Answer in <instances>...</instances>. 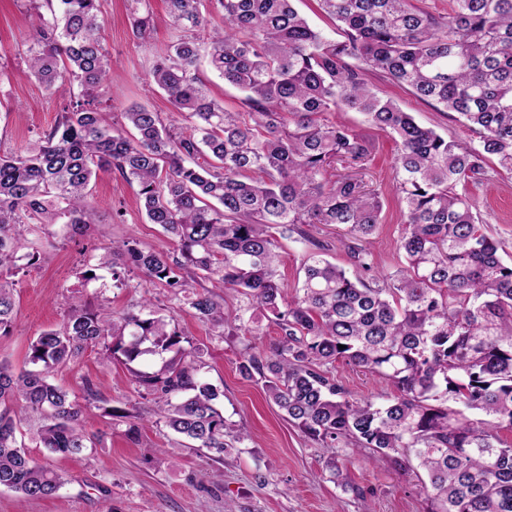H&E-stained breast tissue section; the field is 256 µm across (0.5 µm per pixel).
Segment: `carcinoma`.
<instances>
[{
	"label": "carcinoma",
	"instance_id": "carcinoma-1",
	"mask_svg": "<svg viewBox=\"0 0 512 512\" xmlns=\"http://www.w3.org/2000/svg\"><path fill=\"white\" fill-rule=\"evenodd\" d=\"M99 0H45L37 12L27 68L55 94L73 81L81 96L64 100L55 124L24 153L0 155V274L31 266L27 224L88 223V187L99 170H116L138 186L147 217L179 246L178 256L112 246L124 263L112 279L138 271L151 283L182 288L179 272L219 277L245 305L231 313L209 293L188 306L214 329L245 321L251 310L273 315L282 338L269 355H252L240 372L259 375L267 396L306 437L331 451L369 449L426 475L428 512H512V262L476 223L470 184L493 180L489 167L512 172V0H450L448 16L409 0H317L343 38L310 26L292 0H167L179 31L151 78L186 130L133 103L123 112L129 135L103 123L100 90L112 59L103 46ZM131 0L132 33L146 41L150 13ZM223 26L208 38V16ZM246 93L247 118L212 99L198 75L201 60ZM380 71L441 112H455L478 143L419 125L379 97L367 75ZM353 110L392 136L394 188L402 212L404 266L367 283L331 263L329 244L305 227L334 225L350 265L372 269L366 242L384 203L363 178L369 140L325 115ZM207 153L213 162H196ZM311 244L295 297L277 279L271 230ZM12 283L0 280V331L11 327ZM162 317L115 318L106 307L77 304L62 328L29 345L31 369L0 363V488L28 499L55 495L65 479L36 463L16 439L29 413L41 417L37 444L53 453L88 448L82 410L50 380L55 366L104 346L131 364L171 354L154 373L131 371L136 386L161 395L158 415L198 448L229 447L217 392L198 376L195 355ZM343 358L387 380L383 403L351 399L325 366Z\"/></svg>",
	"mask_w": 512,
	"mask_h": 512
}]
</instances>
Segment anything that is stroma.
<instances>
[{
	"mask_svg": "<svg viewBox=\"0 0 512 512\" xmlns=\"http://www.w3.org/2000/svg\"><path fill=\"white\" fill-rule=\"evenodd\" d=\"M153 33L149 45L133 37L127 0H100L105 21L104 45L112 70L102 96V117L120 124L130 104L141 103L159 112L163 121L184 125L167 95L150 80V70L178 32L165 0H148ZM35 14L29 0H0V155L19 154L54 125L62 105L25 65ZM379 96L395 101L422 126L441 135L468 141L467 131L453 112L437 110L382 73L369 74ZM332 121L363 134L374 146L366 170L367 182L384 201L381 222L368 245L373 275L395 271L404 259L399 248L401 206L393 188L396 144L388 133L371 126L363 114L335 112ZM480 224L500 241L512 257V172L500 171L486 185L472 186ZM92 211L82 235L67 237L62 225H32L26 237L38 261L12 276L16 316L0 332V361L19 371L27 366L28 346L42 331L64 323L73 302L108 307L115 316L141 313L143 298H151L156 315L180 333L185 350L197 352L203 378L220 392L217 409L243 436L224 453L189 448L156 414L154 395L132 381V369L154 372L161 361L145 356L127 367L122 357L96 346L55 368L52 381L75 396L83 407V425L93 442L85 453L70 456L38 447L35 419L20 425L26 451L33 460L63 475L67 483L55 495L27 500L0 489V512H427L421 483L414 473L362 451L338 453L337 464L348 475L350 489L338 486L326 467L328 454L291 424L266 396L260 377L248 378L239 365L249 355L266 354L279 342L281 330L273 316L256 311L252 322L230 334L212 335L184 300V290L130 275L126 283L113 280L99 259L113 243L127 239L141 248L176 255V242L150 223L136 184L117 171L99 172L90 185ZM307 243L278 241L277 274L286 297H293ZM94 279H84L85 270ZM328 370L349 396L384 402L393 392L382 378L361 371L345 360ZM117 408L108 416L109 408ZM137 433H130V424Z\"/></svg>",
	"mask_w": 512,
	"mask_h": 512,
	"instance_id": "obj_1",
	"label": "stroma"
}]
</instances>
